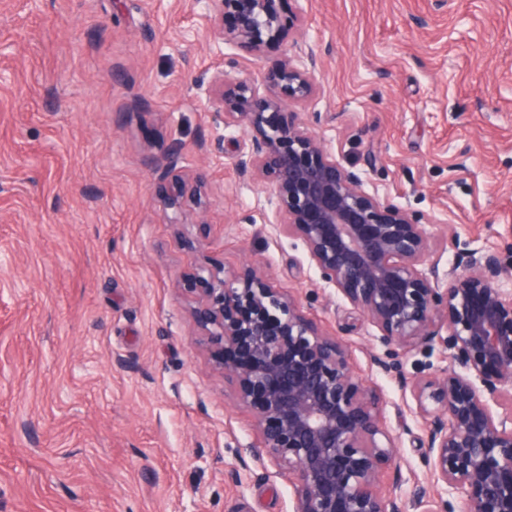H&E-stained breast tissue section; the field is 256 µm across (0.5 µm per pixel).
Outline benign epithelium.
<instances>
[{
	"label": "benign epithelium",
	"mask_w": 512,
	"mask_h": 512,
	"mask_svg": "<svg viewBox=\"0 0 512 512\" xmlns=\"http://www.w3.org/2000/svg\"><path fill=\"white\" fill-rule=\"evenodd\" d=\"M280 0H220L217 41H230L245 59L263 58L288 43L294 21ZM288 55L251 79L229 83L216 73L210 98L224 124L254 132L242 169L273 188L276 231L304 241L321 279L361 310L389 347L375 357L410 391L413 413L426 424L427 482L460 499V512H512V291L497 279L512 271L492 253L473 251L467 272L419 269L432 249L425 225L362 188L361 177L336 162L297 121L292 104L314 93L311 69ZM182 146L172 143L156 166L165 209L179 223L190 196L202 204L205 175L189 184L176 173ZM202 298L192 318L205 344L221 350L224 385L252 410L270 463L288 469L294 512H407L427 507L420 492L407 504L377 490L395 460L377 391L357 382L345 341L303 314L296 297L274 287L253 267L226 272L195 268ZM439 340L448 366L407 378L399 348Z\"/></svg>",
	"instance_id": "benign-epithelium-1"
}]
</instances>
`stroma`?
Segmentation results:
<instances>
[{
  "label": "stroma",
  "instance_id": "1",
  "mask_svg": "<svg viewBox=\"0 0 512 512\" xmlns=\"http://www.w3.org/2000/svg\"><path fill=\"white\" fill-rule=\"evenodd\" d=\"M217 0H0V512H293L287 469L198 342L185 273L260 269L346 341L383 390L397 445L382 493L423 478L422 418L366 316L276 234L271 187L242 173L246 125L209 98L216 71L257 73L207 30ZM286 49L316 90L304 123L436 239L512 267V0H282ZM205 173V208L173 226L153 173L172 141ZM207 225L203 252L184 249ZM249 472L230 478L239 460Z\"/></svg>",
  "mask_w": 512,
  "mask_h": 512
}]
</instances>
